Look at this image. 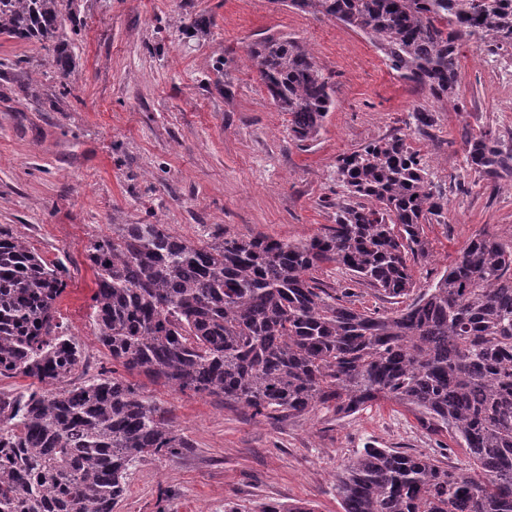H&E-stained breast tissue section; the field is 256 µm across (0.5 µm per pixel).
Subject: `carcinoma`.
<instances>
[{
	"label": "carcinoma",
	"mask_w": 512,
	"mask_h": 512,
	"mask_svg": "<svg viewBox=\"0 0 512 512\" xmlns=\"http://www.w3.org/2000/svg\"><path fill=\"white\" fill-rule=\"evenodd\" d=\"M78 0H0V35L75 73ZM363 33L398 76L453 106L472 43L512 47V0H271ZM294 141H314L333 105L313 55L269 35L246 52ZM395 135L338 158L336 220L306 241L266 235L194 242L163 224H114L89 241L99 340L126 373L223 397L253 414L352 416L379 401L461 443L465 469L367 446L335 475L343 512H512V239L479 234L404 308L359 310L315 277L326 265L393 297L415 288L423 225L444 217L420 151ZM474 171L507 162L467 142ZM67 271L0 229V512H113L133 461L189 447L171 412L117 370L72 388L84 358L56 302Z\"/></svg>",
	"instance_id": "obj_1"
}]
</instances>
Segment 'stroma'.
Segmentation results:
<instances>
[{"label": "stroma", "mask_w": 512, "mask_h": 512, "mask_svg": "<svg viewBox=\"0 0 512 512\" xmlns=\"http://www.w3.org/2000/svg\"><path fill=\"white\" fill-rule=\"evenodd\" d=\"M199 15L210 23L196 30ZM267 34L308 47L330 78L335 103L316 141H292L287 115L247 66L248 46ZM74 58L78 76L63 96L37 44L0 37V227L67 269L57 311L87 362L68 385L112 372L86 245L116 224H163L196 242L221 233L304 241L334 222L338 157L404 132L448 200L445 223L424 227L428 255L412 264L418 287L476 234L512 238V174L483 179L465 147L512 125L511 50L491 57L463 48L460 104L451 107L397 77L361 33L272 0H82ZM418 110L434 115L429 136L412 133ZM460 181L469 192L457 191ZM317 276L350 288L361 308L390 313L406 304L350 283L333 265ZM136 382L171 411L190 446L137 462L114 512H257L303 502L342 512L335 476L359 450L428 453L438 442L391 404L341 420L323 411L273 419Z\"/></svg>", "instance_id": "35a3bbf8"}]
</instances>
